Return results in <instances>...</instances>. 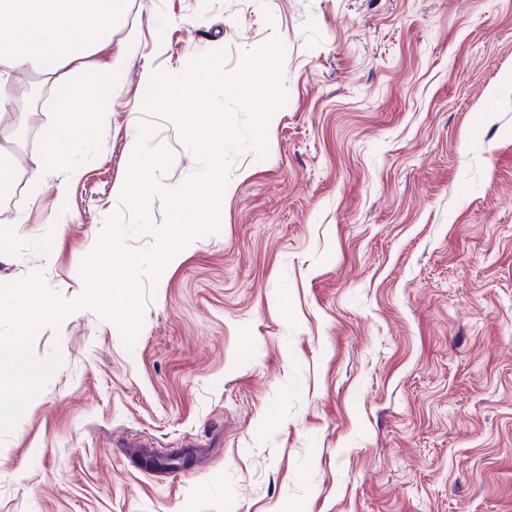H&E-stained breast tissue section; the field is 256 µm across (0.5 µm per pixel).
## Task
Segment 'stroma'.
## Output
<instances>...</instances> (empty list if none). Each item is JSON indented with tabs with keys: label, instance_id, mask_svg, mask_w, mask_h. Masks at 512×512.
Here are the masks:
<instances>
[{
	"label": "stroma",
	"instance_id": "1",
	"mask_svg": "<svg viewBox=\"0 0 512 512\" xmlns=\"http://www.w3.org/2000/svg\"><path fill=\"white\" fill-rule=\"evenodd\" d=\"M275 35L268 154L237 155L133 350L89 310L36 336L63 364L0 441V512H512V0H122L76 73L109 111L0 195V283L77 297L139 122L163 184L197 166L142 111L151 72ZM38 86L26 160L58 118Z\"/></svg>",
	"mask_w": 512,
	"mask_h": 512
}]
</instances>
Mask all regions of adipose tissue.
Returning <instances> with one entry per match:
<instances>
[{
    "mask_svg": "<svg viewBox=\"0 0 512 512\" xmlns=\"http://www.w3.org/2000/svg\"><path fill=\"white\" fill-rule=\"evenodd\" d=\"M113 15L112 0H0V86L30 71L42 81H53L62 68L82 64L109 44ZM75 102L85 103L92 113L106 109L100 87L70 80L68 94L59 106L58 122L41 131L40 157L23 167L18 161L19 127L5 120L14 102L0 97L1 184L20 175L29 182H40L44 159L73 153L85 131L70 110Z\"/></svg>",
    "mask_w": 512,
    "mask_h": 512,
    "instance_id": "adipose-tissue-1",
    "label": "adipose tissue"
}]
</instances>
